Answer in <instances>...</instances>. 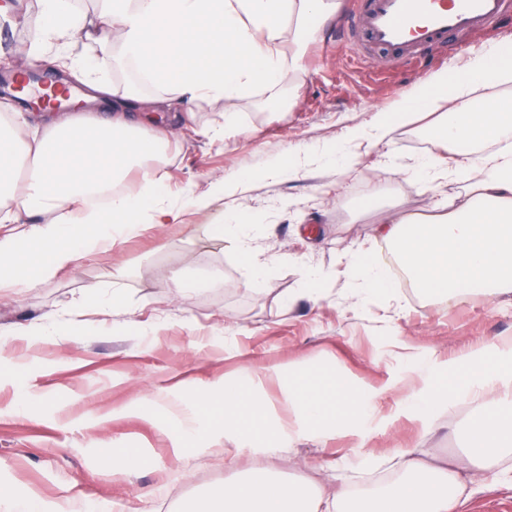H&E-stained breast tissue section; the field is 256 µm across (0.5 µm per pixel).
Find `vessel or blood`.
Instances as JSON below:
<instances>
[{
	"label": "vessel or blood",
	"mask_w": 512,
	"mask_h": 512,
	"mask_svg": "<svg viewBox=\"0 0 512 512\" xmlns=\"http://www.w3.org/2000/svg\"><path fill=\"white\" fill-rule=\"evenodd\" d=\"M511 18L512 0H352L342 27L350 39L406 61Z\"/></svg>",
	"instance_id": "1"
}]
</instances>
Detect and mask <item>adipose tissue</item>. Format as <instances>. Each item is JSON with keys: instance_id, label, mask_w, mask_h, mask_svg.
Instances as JSON below:
<instances>
[{"instance_id": "obj_1", "label": "adipose tissue", "mask_w": 512, "mask_h": 512, "mask_svg": "<svg viewBox=\"0 0 512 512\" xmlns=\"http://www.w3.org/2000/svg\"><path fill=\"white\" fill-rule=\"evenodd\" d=\"M98 23L88 26L72 0H42V24L28 56L51 52L77 86L69 112H36L30 95L0 119V288H33L71 267L78 258L111 251L153 225L183 223L187 207L208 208L230 187L209 182L200 193L177 202L155 167L171 145L172 124L199 101L224 103L222 127L204 128L220 142L237 129L235 105L261 89L277 95L284 73L303 70L302 48L318 39L323 22L336 14V0H97ZM79 41L113 46V54L72 56ZM292 51H284V44ZM134 65L164 95L145 97L138 83L110 88L111 66ZM512 81V40L483 48L455 77L429 75L391 112L365 113L350 140L371 144L432 116L437 137L448 144L433 155L401 167L404 181L434 192L446 181H466L465 199L439 198L426 217L390 215L370 231L399 259L414 288L447 303L466 295L512 296V106L496 101L477 106L481 90ZM111 94L103 112H83L90 93ZM478 144L490 150L474 156ZM33 166L25 180L16 171L24 155ZM212 234L245 256L255 276L268 266L257 245L259 224L232 215L211 225ZM365 295L392 297L399 284L388 266L369 255L353 257L345 270ZM278 371L244 368L223 384L224 409L211 413L215 427L239 446L263 452L296 438L324 440L361 435L374 416L378 390L343 376L294 373L279 399L257 396L254 385ZM206 394L189 402L166 392L131 404L142 419L163 407L191 433L209 403ZM473 407L464 451L478 470L512 461V340L491 338L454 356L446 384L413 393L408 411L433 420L444 407ZM400 481L377 485L365 495L347 480L333 489L306 480L283 482L269 474L209 487L189 512H455L458 474L435 466L414 451L400 454Z\"/></svg>"}]
</instances>
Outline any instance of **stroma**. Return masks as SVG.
Listing matches in <instances>:
<instances>
[{
    "mask_svg": "<svg viewBox=\"0 0 512 512\" xmlns=\"http://www.w3.org/2000/svg\"><path fill=\"white\" fill-rule=\"evenodd\" d=\"M347 8L348 0H339L321 38L305 48L299 96L287 78L278 97L259 91L239 100L241 129L220 145L200 130L222 124L224 105L200 102L171 144L162 170L173 198L248 169L257 177L246 188L208 210H190L184 223L79 258L39 287L0 297V486L50 505L71 503L75 512H183L209 486L245 472L306 477L293 467L296 458L319 460L335 475L353 439L301 438L289 451L264 453L215 437L205 421L187 436L165 415L147 421L125 411L167 390L189 398L217 389L248 365L333 369L379 389L369 431L384 479L397 476L391 459L413 448L428 462L468 474L462 450L470 405L452 406L430 422L410 415V392L432 382L397 352L405 345L443 360L484 338L512 336V297L492 302L473 295L446 306L405 282L396 299H362L340 274L342 249L362 248L378 217L367 203L371 195L400 214H429L434 195L407 184L396 164L443 154V146L415 144L414 131L402 129L390 142L360 146L343 171L320 159L290 177L266 172L298 145L342 144L366 110L389 109L428 75L453 70L511 35L512 24L455 44L432 64H393L375 75L372 52L338 32ZM39 22L36 15L0 20V67L24 63L18 45L34 37ZM232 211L265 226L259 244L274 260L265 280L208 236L210 217ZM307 264L339 273L315 298L300 294ZM173 270L185 271L197 288L174 295L164 283ZM116 293L124 306L102 309L101 300ZM31 323L50 325V334L20 335ZM143 324L152 325L150 335H141ZM116 448L137 455L121 474L113 471ZM465 495V512H512V480L497 470L467 483Z\"/></svg>",
    "mask_w": 512,
    "mask_h": 512,
    "instance_id": "1",
    "label": "stroma"
}]
</instances>
